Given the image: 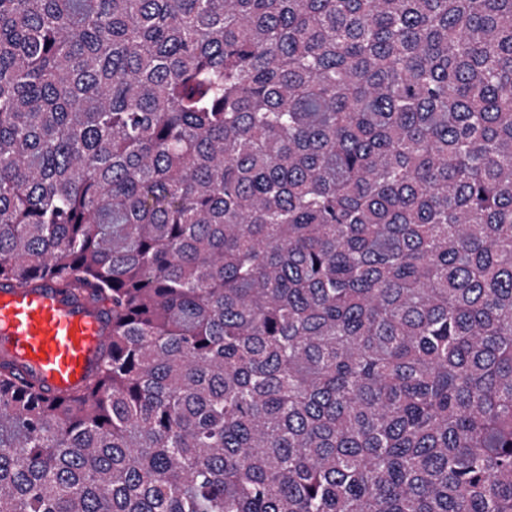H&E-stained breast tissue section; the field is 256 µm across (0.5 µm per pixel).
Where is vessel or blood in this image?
I'll use <instances>...</instances> for the list:
<instances>
[{
	"label": "vessel or blood",
	"instance_id": "b4317fda",
	"mask_svg": "<svg viewBox=\"0 0 512 512\" xmlns=\"http://www.w3.org/2000/svg\"><path fill=\"white\" fill-rule=\"evenodd\" d=\"M108 341L101 306L49 280L24 292L0 285V355L36 378L45 396L67 394L93 373Z\"/></svg>",
	"mask_w": 512,
	"mask_h": 512
}]
</instances>
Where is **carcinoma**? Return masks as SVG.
<instances>
[{"label":"carcinoma","instance_id":"cac0c4a2","mask_svg":"<svg viewBox=\"0 0 512 512\" xmlns=\"http://www.w3.org/2000/svg\"><path fill=\"white\" fill-rule=\"evenodd\" d=\"M0 512H512V0H0ZM108 341L101 306L50 280L25 292L0 285V354L36 378L46 397L67 394L93 373Z\"/></svg>","mask_w":512,"mask_h":512}]
</instances>
